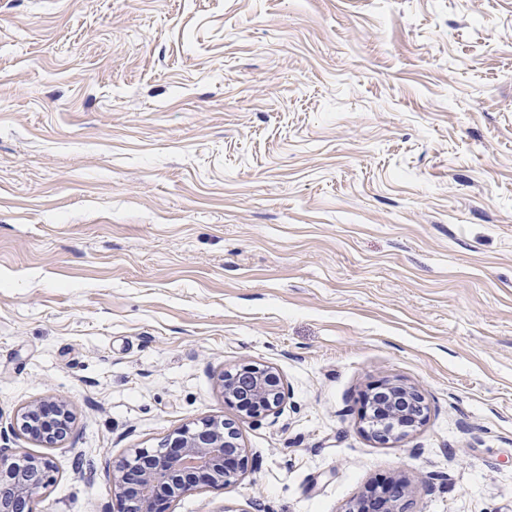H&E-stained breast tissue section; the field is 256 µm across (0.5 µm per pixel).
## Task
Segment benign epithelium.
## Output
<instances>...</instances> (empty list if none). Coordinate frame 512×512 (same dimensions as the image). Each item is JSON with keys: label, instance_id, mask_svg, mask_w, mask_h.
Segmentation results:
<instances>
[{"label": "benign epithelium", "instance_id": "7a95c632", "mask_svg": "<svg viewBox=\"0 0 512 512\" xmlns=\"http://www.w3.org/2000/svg\"><path fill=\"white\" fill-rule=\"evenodd\" d=\"M224 399L245 415L257 417L277 409L284 400L280 376L269 367L247 364L221 375ZM385 415L363 419L367 432L381 444L399 439L426 419L423 395L412 387L381 388ZM73 415L67 402H35L20 414L19 430L45 444L64 440L71 431ZM243 468L242 448L235 427L221 419H207L183 427L167 443V449L138 451L132 458L112 462V488L116 512H166L168 501L191 493L204 483L222 490L237 481ZM50 459L7 453L0 449V512H34L41 489L49 485ZM380 500H357L346 512H403L405 492L386 487Z\"/></svg>", "mask_w": 512, "mask_h": 512}]
</instances>
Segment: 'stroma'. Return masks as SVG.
<instances>
[{"label":"stroma","mask_w":512,"mask_h":512,"mask_svg":"<svg viewBox=\"0 0 512 512\" xmlns=\"http://www.w3.org/2000/svg\"><path fill=\"white\" fill-rule=\"evenodd\" d=\"M385 383L427 420L382 445ZM214 417L244 471L168 512H512V0H0V448L113 512V459ZM224 399L245 415L257 417L277 409L284 400L280 376L269 367L247 364L221 375ZM73 415L66 401L35 402L20 414L19 430L32 440L55 444L64 440L71 431ZM375 495L380 496L382 499H379L377 502L373 501L370 504H364L365 502L361 499L353 502L349 505V507L345 510L346 512H403V499L405 497V491L403 492L401 488L399 491H396L390 487H385L383 490H379L378 494L375 492Z\"/></svg>","instance_id":"35a3bbf8"}]
</instances>
